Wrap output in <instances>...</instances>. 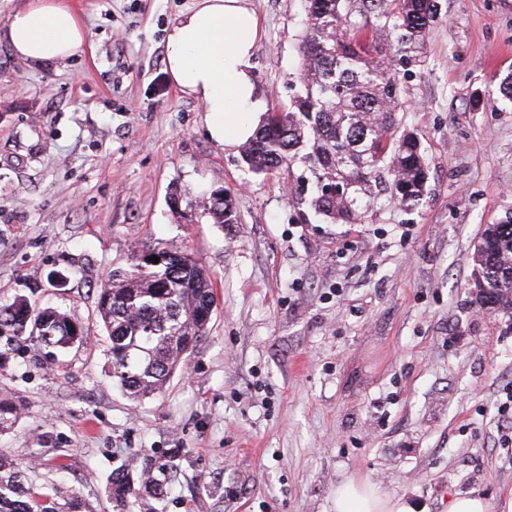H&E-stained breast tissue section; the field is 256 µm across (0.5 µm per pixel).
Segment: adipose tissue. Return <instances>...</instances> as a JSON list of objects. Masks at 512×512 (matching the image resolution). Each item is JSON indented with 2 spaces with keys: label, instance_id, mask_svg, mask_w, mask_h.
<instances>
[{
  "label": "adipose tissue",
  "instance_id": "adipose-tissue-1",
  "mask_svg": "<svg viewBox=\"0 0 512 512\" xmlns=\"http://www.w3.org/2000/svg\"><path fill=\"white\" fill-rule=\"evenodd\" d=\"M259 36L251 0H191L166 36L165 65L172 82L200 102L211 135L228 148L249 140L261 118L253 75ZM6 38L16 56L37 65L68 60L85 43L84 29L66 0H28L8 18ZM335 509L409 512L372 482L339 486Z\"/></svg>",
  "mask_w": 512,
  "mask_h": 512
}]
</instances>
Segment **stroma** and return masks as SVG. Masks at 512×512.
Masks as SVG:
<instances>
[{
  "instance_id": "obj_1",
  "label": "stroma",
  "mask_w": 512,
  "mask_h": 512,
  "mask_svg": "<svg viewBox=\"0 0 512 512\" xmlns=\"http://www.w3.org/2000/svg\"><path fill=\"white\" fill-rule=\"evenodd\" d=\"M0 0V300L32 296L87 340L55 367L16 358L0 453L38 484L116 512L128 457L180 449L166 512H334L368 480L410 512L483 496L512 512V319L472 298L475 245L512 216V0H437L416 62L398 68L402 131L428 193L356 224L297 204L302 170L248 172L171 81L167 30L188 0H69L83 52L16 57ZM264 110L298 83L303 0H252ZM236 223L206 213L213 192ZM188 253L211 274L207 336L158 395L112 381L97 288L133 251Z\"/></svg>"
}]
</instances>
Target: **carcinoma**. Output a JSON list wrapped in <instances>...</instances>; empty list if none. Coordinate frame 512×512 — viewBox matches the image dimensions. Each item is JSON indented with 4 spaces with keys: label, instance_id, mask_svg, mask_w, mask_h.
<instances>
[{
    "label": "carcinoma",
    "instance_id": "cac0c4a2",
    "mask_svg": "<svg viewBox=\"0 0 512 512\" xmlns=\"http://www.w3.org/2000/svg\"><path fill=\"white\" fill-rule=\"evenodd\" d=\"M299 90L276 106L243 148L255 174L295 165L309 173L300 205L329 224H354L387 206L412 210L426 195L428 167L415 137L399 132L405 108L393 55L378 40L391 34L404 59L434 21L437 0H304ZM335 186L339 192L326 193ZM214 224L237 218L224 192L213 193ZM475 251L474 302L512 317V217L489 224ZM158 265L133 252L97 288V316L108 343L112 378L132 400L163 391L207 336L213 283L188 254L157 251ZM85 340L66 313L25 297L0 302V369L19 353L42 362ZM30 467L0 454V512H96L75 495L53 496L28 476ZM172 468L133 456L112 473L108 495L119 512H161Z\"/></svg>",
    "mask_w": 512,
    "mask_h": 512
}]
</instances>
